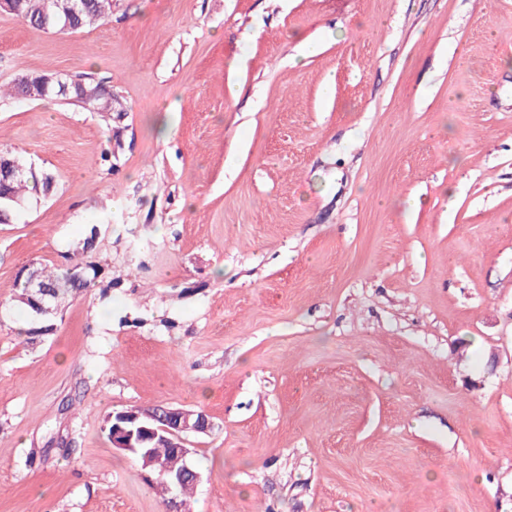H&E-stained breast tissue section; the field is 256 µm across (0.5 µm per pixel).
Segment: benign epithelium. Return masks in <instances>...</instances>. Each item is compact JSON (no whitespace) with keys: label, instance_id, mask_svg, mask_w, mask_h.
<instances>
[{"label":"benign epithelium","instance_id":"7a95c632","mask_svg":"<svg viewBox=\"0 0 512 512\" xmlns=\"http://www.w3.org/2000/svg\"><path fill=\"white\" fill-rule=\"evenodd\" d=\"M81 2L83 0H64L61 29H73L72 21L78 16ZM51 93L80 102L91 109L96 106V101L100 97L107 94V90L100 83L73 81L67 75L59 73L44 75L36 84H29L27 97L43 98ZM24 273L27 274V287L30 288V292L39 296V299L35 300V310L40 315L51 312L52 305L56 303L57 296L53 295V292L40 282L33 265H27L24 268ZM162 421L163 425L156 429L145 426L139 427L141 437L136 440L133 439V435L129 434V431L123 426H117L112 434V447L134 452L136 451V444H141L154 438L162 431L168 434L167 440L177 456L187 461L189 460L191 449L187 448L183 433H206L212 428L211 421L204 413L182 408H165V417L162 418Z\"/></svg>","mask_w":512,"mask_h":512}]
</instances>
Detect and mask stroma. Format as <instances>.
Listing matches in <instances>:
<instances>
[{
    "label": "stroma",
    "instance_id": "stroma-1",
    "mask_svg": "<svg viewBox=\"0 0 512 512\" xmlns=\"http://www.w3.org/2000/svg\"><path fill=\"white\" fill-rule=\"evenodd\" d=\"M0 152L55 179L0 224V512H166L102 430L156 405L213 424L189 512H512V0L2 12ZM91 224L95 287L19 334ZM22 20L27 22L32 28L41 31L45 21H51L60 15L61 8L63 13L62 30H73L75 27L72 21L77 17V28L103 21L106 17L112 15V0H93L95 1L96 11L91 3H87L81 9L80 3L84 0H22ZM22 82L29 85L27 97L29 98H44L48 94H55L57 96H64L66 99H71L80 102L91 110L96 106V101L109 94L106 88L100 83L73 81L65 74L43 75L41 79L35 84H28L25 77L21 78ZM11 91L16 96L26 97L24 86L15 79Z\"/></svg>",
    "mask_w": 512,
    "mask_h": 512
}]
</instances>
